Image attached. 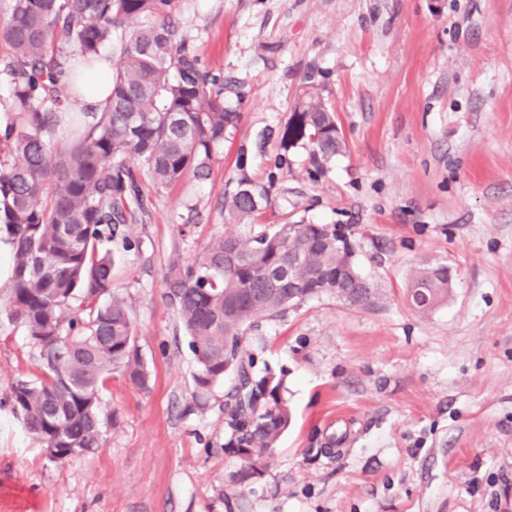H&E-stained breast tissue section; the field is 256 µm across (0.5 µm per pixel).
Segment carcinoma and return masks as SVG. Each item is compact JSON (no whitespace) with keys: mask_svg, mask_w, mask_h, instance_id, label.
<instances>
[{"mask_svg":"<svg viewBox=\"0 0 512 512\" xmlns=\"http://www.w3.org/2000/svg\"><path fill=\"white\" fill-rule=\"evenodd\" d=\"M171 4L13 0L0 26V41L12 50L0 76L12 85L13 112L0 125V146L16 155L0 170V241L13 254L8 315L26 328L41 371L12 382L9 403L35 439L57 449L51 459L59 465L99 447L104 426L117 420L99 397L110 374L149 389L129 307L112 283V243L135 247L125 227L143 206L134 163L156 186L173 187L190 171L210 169L213 147L239 120L224 99V80L201 70L194 47L168 20ZM112 42L119 49L111 96L59 140L71 75L91 68ZM297 107L304 111L292 113L282 140L309 142L321 167L345 149L336 115L311 79ZM266 199L242 184L230 212L252 217ZM355 252L334 225L287 223L252 239L216 235L194 262L170 261L165 288L196 361L197 391L233 380L224 451L246 465L243 480L273 453L291 420L282 381L256 372L242 346L245 333L257 319L323 295L351 307L374 304L380 294L363 295L369 279ZM288 265L297 284L291 294L272 280ZM447 294L448 269L423 267L411 277L407 300L427 311ZM102 297L107 302L96 304Z\"/></svg>","mask_w":512,"mask_h":512,"instance_id":"obj_1","label":"carcinoma"}]
</instances>
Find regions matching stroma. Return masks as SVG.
Returning a JSON list of instances; mask_svg holds the SVG:
<instances>
[{
  "label": "stroma",
  "mask_w": 512,
  "mask_h": 512,
  "mask_svg": "<svg viewBox=\"0 0 512 512\" xmlns=\"http://www.w3.org/2000/svg\"><path fill=\"white\" fill-rule=\"evenodd\" d=\"M170 19L240 118L208 175L168 189L141 175L140 246L112 248L151 387L112 374L100 397L117 424L50 461L7 401L39 370L5 309L0 243V512H512V0H173ZM309 75L346 143L321 170L281 140ZM242 182L270 201L238 221ZM301 221L352 233L383 297L325 296L247 331L292 422L242 483L226 387L196 392L164 275L213 235ZM426 265L453 280L419 312L405 295Z\"/></svg>",
  "instance_id": "stroma-1"
}]
</instances>
